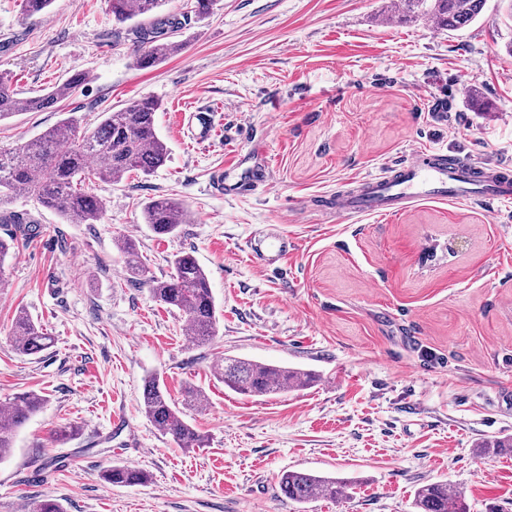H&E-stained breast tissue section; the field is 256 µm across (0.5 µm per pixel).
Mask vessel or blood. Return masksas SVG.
<instances>
[{
  "instance_id": "obj_1",
  "label": "vessel or blood",
  "mask_w": 512,
  "mask_h": 512,
  "mask_svg": "<svg viewBox=\"0 0 512 512\" xmlns=\"http://www.w3.org/2000/svg\"><path fill=\"white\" fill-rule=\"evenodd\" d=\"M216 117L213 109L190 112L187 122L191 139L198 143L210 140ZM362 186L360 195L337 199L334 209L337 218L364 212L393 214L425 199L467 201L476 196L489 202L511 203L512 168L486 166L465 157L448 162L442 155L419 151L364 177ZM288 251L287 237L262 236L251 241L249 257L276 270Z\"/></svg>"
}]
</instances>
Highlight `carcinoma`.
Wrapping results in <instances>:
<instances>
[{
	"label": "carcinoma",
	"instance_id": "carcinoma-1",
	"mask_svg": "<svg viewBox=\"0 0 512 512\" xmlns=\"http://www.w3.org/2000/svg\"><path fill=\"white\" fill-rule=\"evenodd\" d=\"M398 18L428 15L450 31L472 23L481 13L484 0H397ZM166 0H112V16L125 23L139 16H152L148 27L134 30L137 65L152 67L182 50V43L165 39L182 22L173 15L157 17ZM84 83L75 73L62 85L44 93L23 96L0 75V121L19 112H44L59 99L74 94ZM157 101L144 98L107 116L94 130L80 131L77 121L66 118L39 138L25 145L0 150V207L18 194L35 197L45 208L59 214L69 224H95L103 216L104 206L91 190L82 188L84 177L101 180L119 178L132 171L154 173L168 157L167 145L156 129ZM96 156L102 166L89 169L88 160ZM144 222L159 236H173L183 224L192 223L191 212L183 203L167 197L153 199L143 209ZM125 267L133 277L148 286L154 301L182 312L189 324L191 343H209L219 332V316L209 279L204 268L190 252H179L170 261L171 270L162 278L147 275L136 243L131 238L119 241ZM10 341L15 351L35 355L51 347L53 338L26 313L16 314ZM224 385L235 392L254 397L277 395L316 381V375L286 366H275L246 359H224L218 368ZM44 396L36 392L18 393L0 410V461L13 450L17 431L39 411ZM142 414L178 447L190 451L206 446L201 435L187 420L185 412L172 400L163 380L155 374L143 380L139 401ZM112 485L132 486L148 482L142 470L114 465L101 474ZM351 483L334 477L299 471H284L279 488L285 498L297 504L316 499H338ZM417 512H468L466 497L446 484L431 483L414 494Z\"/></svg>",
	"mask_w": 512,
	"mask_h": 512
}]
</instances>
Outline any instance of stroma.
Here are the masks:
<instances>
[{
	"instance_id": "35a3bbf8",
	"label": "stroma",
	"mask_w": 512,
	"mask_h": 512,
	"mask_svg": "<svg viewBox=\"0 0 512 512\" xmlns=\"http://www.w3.org/2000/svg\"><path fill=\"white\" fill-rule=\"evenodd\" d=\"M391 3L215 0L199 19L167 0L186 46L143 69L135 24L115 21L112 0H55L34 16L0 0V72L16 90L87 76L54 108L0 122V149L67 113L93 129L144 97L160 105L168 147L151 176L87 179L104 202L99 223H65L26 196L4 206L35 229L25 238L0 223V238L17 240L0 276V400L34 391L46 402L0 462V512L46 497L64 512H414L415 490L435 482L463 492L469 512H512V455L480 451L512 436V203L331 211L337 193L419 150L512 166V14L486 0L476 21L448 31L427 16L399 20ZM201 105L224 119L200 145L181 115ZM219 171L231 195L210 191ZM159 197L184 203L193 223L154 234L143 208ZM276 233L293 243L280 273L247 256L251 239ZM125 237L157 278L173 254L195 255L221 313L213 341L190 345L184 315L128 278ZM21 310L50 348L13 350ZM227 356L318 380L242 396L215 374ZM151 373L174 398L189 386L206 396L186 413L206 447L184 451L139 411ZM70 423L78 434L56 440ZM116 464L148 483H105ZM286 470L356 489L301 507L279 490Z\"/></svg>"
}]
</instances>
